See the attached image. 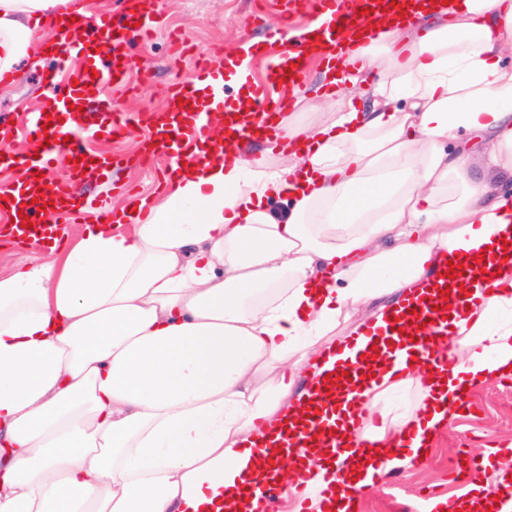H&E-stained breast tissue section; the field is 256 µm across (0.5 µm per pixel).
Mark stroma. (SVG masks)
I'll use <instances>...</instances> for the list:
<instances>
[{
  "mask_svg": "<svg viewBox=\"0 0 512 512\" xmlns=\"http://www.w3.org/2000/svg\"><path fill=\"white\" fill-rule=\"evenodd\" d=\"M285 3L286 0H160L154 40L132 48L135 65L128 74V90H102L100 100L89 107L90 120L96 127L108 126L112 121L111 113L103 107L108 99L127 117L136 119L137 124L128 136L98 137L93 139V146L118 155L138 154L142 139L149 134L148 128L139 124V116L164 106L165 91L173 79L190 83L201 79V72L195 68L196 54L206 55L212 67L217 68L227 64L229 50L245 40L261 46L265 55L280 53V46L268 43L263 29L256 27L253 19L258 15H275L284 9ZM173 28L185 34L184 52L170 50L167 32ZM54 69L55 62L50 58L22 62L16 83L0 94V120L17 121L39 108L46 93L45 81ZM169 162V157L164 156L159 165H128L110 178L99 173L82 176L77 191L85 197L103 195L117 179L135 185L137 194L150 195L162 186ZM467 399L473 405L472 411L451 419L436 435L426 463L370 486L360 497L356 512H413L433 490L450 497L477 486L498 494L500 482L495 469H477L473 463L485 454L490 442L512 444V381L471 389ZM452 465L462 467L464 482L449 479L448 468Z\"/></svg>",
  "mask_w": 512,
  "mask_h": 512,
  "instance_id": "1",
  "label": "stroma"
}]
</instances>
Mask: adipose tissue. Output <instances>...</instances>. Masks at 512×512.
<instances>
[{"mask_svg":"<svg viewBox=\"0 0 512 512\" xmlns=\"http://www.w3.org/2000/svg\"><path fill=\"white\" fill-rule=\"evenodd\" d=\"M72 11L83 0H0V88L75 38ZM365 23L336 69L373 78L369 107L302 92L287 152L238 136L251 98L206 101L196 150L214 161L0 275V512H237L266 483L327 512L338 472L364 490L423 465L460 397L512 376V0H420ZM486 255L491 288L468 278L447 300L449 370L394 362L379 342L399 305ZM354 357L382 422L347 439L378 468L318 448L289 480L296 452L259 423L302 424Z\"/></svg>","mask_w":512,"mask_h":512,"instance_id":"obj_1","label":"adipose tissue"}]
</instances>
